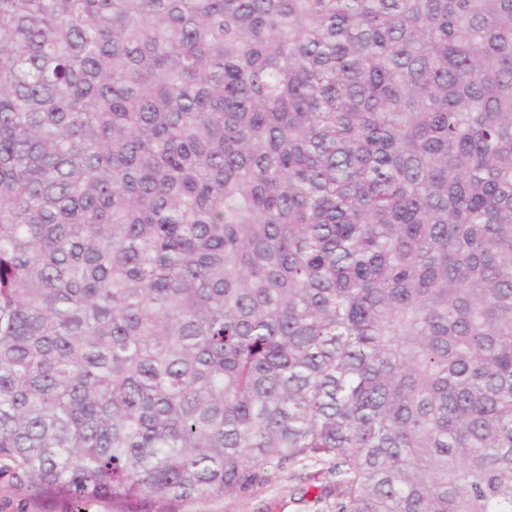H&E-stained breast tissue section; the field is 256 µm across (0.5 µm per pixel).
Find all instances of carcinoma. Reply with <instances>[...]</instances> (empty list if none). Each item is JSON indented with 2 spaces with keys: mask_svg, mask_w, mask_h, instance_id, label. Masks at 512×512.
Masks as SVG:
<instances>
[{
  "mask_svg": "<svg viewBox=\"0 0 512 512\" xmlns=\"http://www.w3.org/2000/svg\"><path fill=\"white\" fill-rule=\"evenodd\" d=\"M3 460L512 512V0H0Z\"/></svg>",
  "mask_w": 512,
  "mask_h": 512,
  "instance_id": "carcinoma-1",
  "label": "carcinoma"
}]
</instances>
